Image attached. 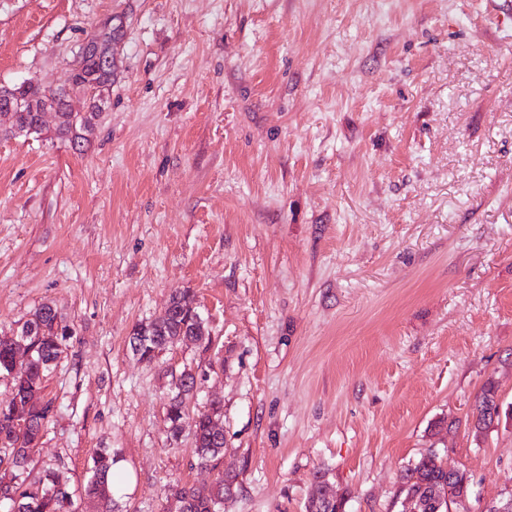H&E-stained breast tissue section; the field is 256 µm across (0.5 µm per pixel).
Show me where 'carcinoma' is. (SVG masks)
<instances>
[{
    "instance_id": "carcinoma-1",
    "label": "carcinoma",
    "mask_w": 512,
    "mask_h": 512,
    "mask_svg": "<svg viewBox=\"0 0 512 512\" xmlns=\"http://www.w3.org/2000/svg\"><path fill=\"white\" fill-rule=\"evenodd\" d=\"M125 36L124 20L115 15L97 30L91 45L79 48L73 61L72 89L82 94L95 91L87 111L72 115L67 111L70 92L65 89L47 90L32 81L13 87L12 103L22 111L9 116L10 126L4 129L9 135L39 134L44 130L40 114L46 109L59 113L55 135L78 146L87 140L95 129V120L107 103L112 83L118 73V61H112V69L103 67V61L112 54L113 46ZM195 298L187 291L174 294L163 316L136 325L133 336L147 339L142 356L152 363L159 353L175 343H193L208 348L212 343L205 320L195 315ZM65 324L49 304L35 309L18 333L25 336L30 359L14 367L12 343L0 338V377L8 381L9 390L0 399V505L5 504L13 512H77L76 494L72 490L65 471L48 467L36 479L28 471L33 452L41 444L44 429L54 406L42 397L43 381L57 362L63 342L69 336ZM195 391L191 376L175 382V390L168 398L165 418L173 437L182 431L183 407ZM497 387L487 383L477 397L472 419L478 424L490 426L500 420ZM224 404L219 399L210 402L208 408L197 415L192 437L198 464L217 468L224 457ZM117 457L103 449L92 457L90 477L84 486L85 494L98 501L100 512H118L112 494V467ZM238 487V474L221 471L214 484L201 490L182 485L171 489L170 497L175 512H224L226 504L234 501ZM448 488V471L440 458L432 452L425 453L408 465L400 474V496L415 500L417 512H445L436 510L433 501L436 494ZM305 512H342L336 499L322 495L310 498Z\"/></svg>"
}]
</instances>
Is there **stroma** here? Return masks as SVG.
Here are the masks:
<instances>
[{
	"instance_id": "35a3bbf8",
	"label": "stroma",
	"mask_w": 512,
	"mask_h": 512,
	"mask_svg": "<svg viewBox=\"0 0 512 512\" xmlns=\"http://www.w3.org/2000/svg\"><path fill=\"white\" fill-rule=\"evenodd\" d=\"M115 13L82 149L0 138V336L44 303L71 328L33 475L62 466L78 512L105 448L121 512L210 487L165 420L188 366L191 411L224 402L230 512H305L318 470L345 512H401L430 448L475 479L470 512L511 490L512 0H0V84L70 86ZM184 290L210 347L140 361L133 327ZM499 398L497 387L492 382H488L477 397L475 407L472 412V419L479 425L490 426L496 420L499 423L500 415L499 405L496 399Z\"/></svg>"
}]
</instances>
